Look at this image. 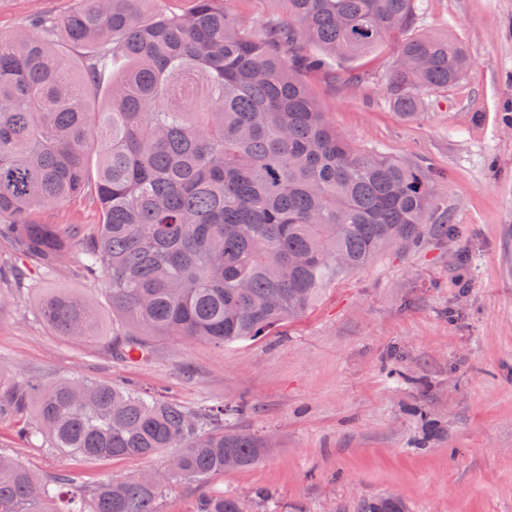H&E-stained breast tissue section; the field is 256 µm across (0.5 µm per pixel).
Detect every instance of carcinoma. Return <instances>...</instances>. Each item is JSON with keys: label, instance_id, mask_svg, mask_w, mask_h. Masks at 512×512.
Masks as SVG:
<instances>
[{"label": "carcinoma", "instance_id": "1", "mask_svg": "<svg viewBox=\"0 0 512 512\" xmlns=\"http://www.w3.org/2000/svg\"><path fill=\"white\" fill-rule=\"evenodd\" d=\"M146 0H78L41 36H0V241L15 247V296L60 272L70 253L103 277L111 353L147 361L148 337L222 347L304 313L322 288L392 248L448 235L440 188L416 165L355 149L321 112L307 71L356 59L409 27L416 0H268L276 16L245 27L218 6L143 9ZM84 51L77 75L50 36ZM466 48L417 33L398 47L387 91L412 119L423 95L470 67ZM98 155L95 177L88 159ZM87 195L102 216L41 224L36 214ZM36 313L82 338L97 312L65 293ZM36 400L19 432L80 461L151 459L163 473L108 478L91 492L50 481L0 450V512H158L170 483L202 484L258 464L268 442L224 429L242 405L190 408L107 381H22L0 415ZM196 512H241L202 493ZM360 512H409L399 497Z\"/></svg>", "mask_w": 512, "mask_h": 512}]
</instances>
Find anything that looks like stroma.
Segmentation results:
<instances>
[{"label":"stroma","instance_id":"stroma-1","mask_svg":"<svg viewBox=\"0 0 512 512\" xmlns=\"http://www.w3.org/2000/svg\"><path fill=\"white\" fill-rule=\"evenodd\" d=\"M73 6L0 0V35L34 34L35 17ZM418 6L410 29L306 82L355 148L440 174L454 236L385 251L267 336L221 348L162 338L146 362L109 355L110 312L97 339L60 336L2 279L0 393L26 378L79 377L187 406L245 404L227 426L270 439L265 458L201 487L168 485L158 512H195L204 489L237 496L243 512H357L389 494L411 512H512V0ZM413 31L453 37L472 65L407 120L389 102L386 75ZM38 220L94 225L100 216L82 196ZM21 424L0 418V448L46 479L69 471L91 487L163 466L160 455L78 463L30 447Z\"/></svg>","mask_w":512,"mask_h":512}]
</instances>
